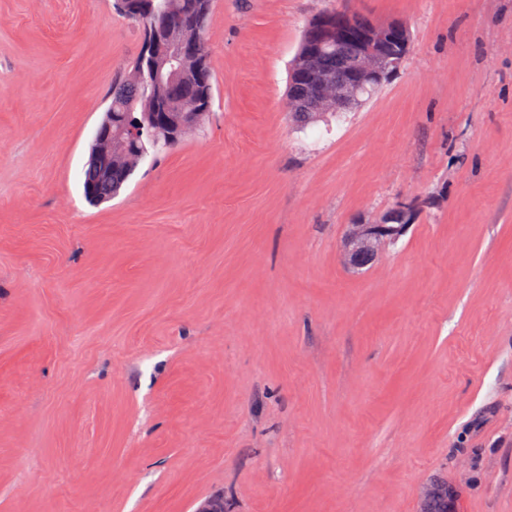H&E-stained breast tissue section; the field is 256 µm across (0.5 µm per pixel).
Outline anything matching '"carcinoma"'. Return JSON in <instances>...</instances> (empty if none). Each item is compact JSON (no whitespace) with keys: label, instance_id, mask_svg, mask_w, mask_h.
<instances>
[{"label":"carcinoma","instance_id":"obj_1","mask_svg":"<svg viewBox=\"0 0 512 512\" xmlns=\"http://www.w3.org/2000/svg\"><path fill=\"white\" fill-rule=\"evenodd\" d=\"M115 9L125 18L142 26L141 40L151 38L165 41L168 31L187 41L192 59L184 65L180 85L166 93L164 84L154 78L148 65L136 59L130 70L122 73L112 84V101L102 123L122 124L135 130L133 142L112 140V175L103 172L94 156H89L83 172V194L91 205H97L117 195L128 183L136 168L151 151L171 149L166 132L169 125L181 124L186 112L195 114L193 123L180 128L179 140L206 120L213 106L214 76L210 66V51L204 37L206 21L212 0H114ZM331 23L353 24L363 27L368 20L349 9L324 13ZM358 46L352 40L336 44L319 42L315 23H310L302 37L298 52L291 65V73L307 71L331 79L320 94L327 96L338 83L352 88V100L339 111L325 110L316 100L311 84L306 80L290 79L288 86L289 114L301 126L336 117L349 112L372 97L380 82H353ZM404 61L398 43L390 44L379 53V68L387 75L397 70ZM146 112H156L166 121L150 126L141 123ZM424 512H448V484L436 483L424 503Z\"/></svg>","mask_w":512,"mask_h":512}]
</instances>
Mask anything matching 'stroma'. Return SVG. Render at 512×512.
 <instances>
[{
	"mask_svg": "<svg viewBox=\"0 0 512 512\" xmlns=\"http://www.w3.org/2000/svg\"><path fill=\"white\" fill-rule=\"evenodd\" d=\"M113 0H0V512H512V0H214L212 111L90 206L141 48ZM412 35L343 120L306 24ZM406 233L344 266L349 225Z\"/></svg>",
	"mask_w": 512,
	"mask_h": 512,
	"instance_id": "stroma-1",
	"label": "stroma"
}]
</instances>
